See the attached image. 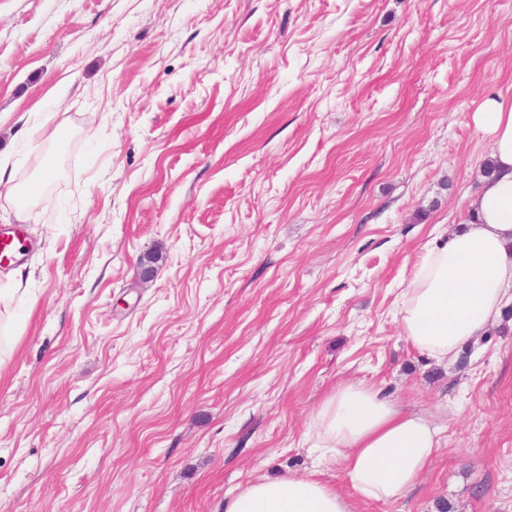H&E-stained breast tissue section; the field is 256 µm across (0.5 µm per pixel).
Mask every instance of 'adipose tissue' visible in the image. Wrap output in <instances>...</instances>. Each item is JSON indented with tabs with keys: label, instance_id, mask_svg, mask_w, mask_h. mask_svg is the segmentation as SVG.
<instances>
[{
	"label": "adipose tissue",
	"instance_id": "ef3b65f1",
	"mask_svg": "<svg viewBox=\"0 0 512 512\" xmlns=\"http://www.w3.org/2000/svg\"><path fill=\"white\" fill-rule=\"evenodd\" d=\"M474 121L488 136L490 172L469 196L455 231L427 249L399 305L403 333L434 359L453 358L481 336L512 302V103L489 97ZM62 126L48 129L52 145L34 177L11 185L28 216L46 199L57 174L53 147ZM314 426L323 454L341 456L345 477L362 498L389 501L404 496L432 465L437 431L423 417L404 412L380 391L364 385L336 389L320 406ZM224 512H351L332 485L310 476L264 477L225 502Z\"/></svg>",
	"mask_w": 512,
	"mask_h": 512
}]
</instances>
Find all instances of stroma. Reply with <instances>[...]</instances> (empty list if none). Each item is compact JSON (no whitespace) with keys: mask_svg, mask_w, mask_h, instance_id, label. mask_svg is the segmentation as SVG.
<instances>
[{"mask_svg":"<svg viewBox=\"0 0 512 512\" xmlns=\"http://www.w3.org/2000/svg\"><path fill=\"white\" fill-rule=\"evenodd\" d=\"M512 0H0V512H222L311 475L354 512H512V304L439 363L396 316L488 156ZM154 272L142 279V265ZM346 384L439 430L403 497L314 447ZM56 157L53 150L46 151L38 173L31 178L23 181L14 182L9 189V193L16 201L25 198L27 203L24 207H18L20 216L28 217L32 208L44 202L45 188L48 182L52 181L57 175Z\"/></svg>","mask_w":512,"mask_h":512,"instance_id":"35a3bbf8","label":"stroma"}]
</instances>
